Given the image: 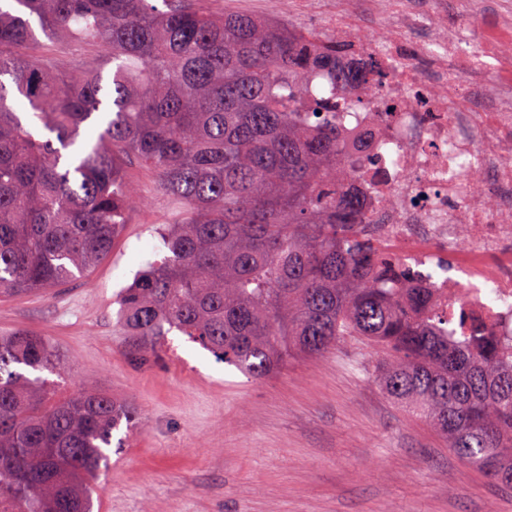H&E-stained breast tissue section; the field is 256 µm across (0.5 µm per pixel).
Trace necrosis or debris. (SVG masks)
<instances>
[{"label":"necrosis or debris","instance_id":"obj_1","mask_svg":"<svg viewBox=\"0 0 512 512\" xmlns=\"http://www.w3.org/2000/svg\"><path fill=\"white\" fill-rule=\"evenodd\" d=\"M330 34L347 45L341 69L373 63L382 76L350 85L345 153L379 155L389 181L352 183L370 199L367 231L395 245L431 290L456 335L512 337V9L474 35H435L420 0H323ZM395 25L365 42L361 5ZM496 73L493 91L465 66Z\"/></svg>","mask_w":512,"mask_h":512}]
</instances>
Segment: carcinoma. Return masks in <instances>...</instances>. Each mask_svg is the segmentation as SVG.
<instances>
[{
    "instance_id": "obj_1",
    "label": "carcinoma",
    "mask_w": 512,
    "mask_h": 512,
    "mask_svg": "<svg viewBox=\"0 0 512 512\" xmlns=\"http://www.w3.org/2000/svg\"><path fill=\"white\" fill-rule=\"evenodd\" d=\"M98 58L4 54L35 37ZM191 0H13L0 6V293L50 290L111 251L136 198L125 167L180 210L167 255L119 299L134 356L177 331L261 377L353 340L382 351L386 396L512 486V341L457 338L430 289L364 233L373 210L343 153L346 49ZM31 111L16 112L9 95ZM51 341L0 336V512H93L114 433L140 417L91 387L54 394Z\"/></svg>"
}]
</instances>
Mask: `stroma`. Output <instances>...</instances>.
I'll list each match as a JSON object with an SVG mask.
<instances>
[{"label":"stroma","mask_w":512,"mask_h":512,"mask_svg":"<svg viewBox=\"0 0 512 512\" xmlns=\"http://www.w3.org/2000/svg\"><path fill=\"white\" fill-rule=\"evenodd\" d=\"M126 176L139 201L92 272L50 293L0 294V336L49 337L59 393L93 387L143 418L112 451L93 512H512V488L461 463L443 434L385 397L362 344L290 357L260 379L176 332L162 359L131 355L117 298L162 257L157 228L173 207L145 169Z\"/></svg>","instance_id":"stroma-1"}]
</instances>
